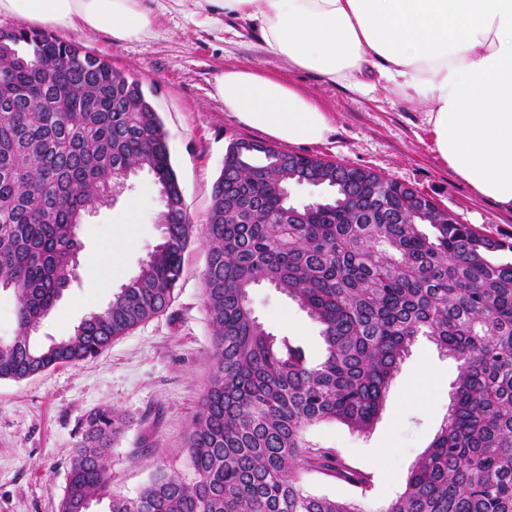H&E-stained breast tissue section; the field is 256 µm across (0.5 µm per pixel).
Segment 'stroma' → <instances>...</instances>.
Listing matches in <instances>:
<instances>
[{"label": "stroma", "instance_id": "1", "mask_svg": "<svg viewBox=\"0 0 512 512\" xmlns=\"http://www.w3.org/2000/svg\"><path fill=\"white\" fill-rule=\"evenodd\" d=\"M189 0L158 13L151 37L113 43L86 33L77 43L141 82L163 120L172 164L197 230L184 253L183 276L167 311L117 339L97 358L30 379L0 380V512H58L70 461L87 417L110 407L127 419L112 445V488L136 496L161 468L187 470L186 441L213 372V338L203 305L207 244L202 227L228 146L265 141L213 98V85L229 67L259 66L294 84L326 111L334 128L327 142L299 146L302 154L372 169L407 184L461 223L512 242V212L479 197L434 154L424 106L409 104L384 87L363 96L312 73L291 71L264 55L250 28L223 18L204 29L188 17ZM161 198L151 174L130 178L116 201L88 217L80 233L83 266L43 321L41 338L67 334L112 293L129 283L161 237ZM122 242L113 251V242ZM105 278L107 287L97 285ZM259 320L277 336H294L319 352V327L296 303L263 284L250 294ZM457 362L417 341L394 376L380 419L359 435L338 423L311 427L321 447L339 451L373 475L362 499L365 512L405 488L416 458L448 415ZM384 463H377V456Z\"/></svg>", "mask_w": 512, "mask_h": 512}]
</instances>
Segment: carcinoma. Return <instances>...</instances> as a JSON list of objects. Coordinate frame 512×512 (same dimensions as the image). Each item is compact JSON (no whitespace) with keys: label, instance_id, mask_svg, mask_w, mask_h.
<instances>
[{"label":"carcinoma","instance_id":"carcinoma-1","mask_svg":"<svg viewBox=\"0 0 512 512\" xmlns=\"http://www.w3.org/2000/svg\"><path fill=\"white\" fill-rule=\"evenodd\" d=\"M159 187L160 243L138 274L73 331L45 344L43 320L76 278L81 226L128 173ZM294 184L320 190L296 204ZM382 175L230 147L212 188L203 302L214 371L187 440L191 475L160 469L134 497L112 490L108 457L126 419L101 409L70 463L59 512H364L317 495L316 472L360 490L371 473L307 438L338 422L366 435L420 337L459 362L449 414L380 512H512V252ZM195 231L168 133L141 83L78 44L22 25L0 31V290L16 298L0 380L93 359L163 314ZM269 284L320 327L313 360L255 316Z\"/></svg>","mask_w":512,"mask_h":512}]
</instances>
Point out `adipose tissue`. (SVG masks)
Returning a JSON list of instances; mask_svg holds the SVG:
<instances>
[{
  "label": "adipose tissue",
  "instance_id": "ef3b65f1",
  "mask_svg": "<svg viewBox=\"0 0 512 512\" xmlns=\"http://www.w3.org/2000/svg\"><path fill=\"white\" fill-rule=\"evenodd\" d=\"M206 25L215 8L256 31L264 53L366 95L375 69L389 91L426 104L433 150L476 194L512 211V0H192ZM114 41L151 37L143 0H0V16ZM213 95L241 124L290 144L333 131L293 84L231 67Z\"/></svg>",
  "mask_w": 512,
  "mask_h": 512
}]
</instances>
